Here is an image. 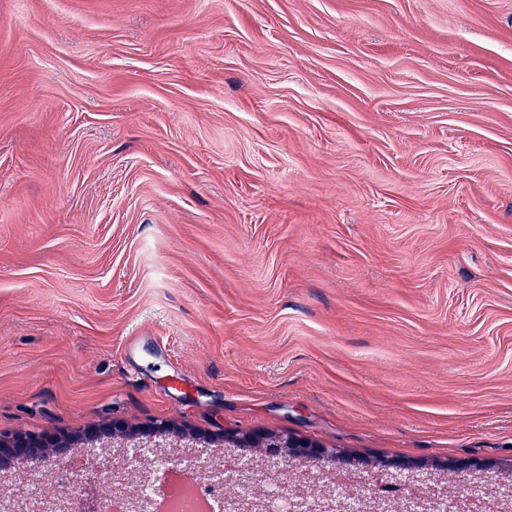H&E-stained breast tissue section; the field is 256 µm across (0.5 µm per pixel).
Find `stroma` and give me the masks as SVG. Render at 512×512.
<instances>
[{"label":"stroma","mask_w":512,"mask_h":512,"mask_svg":"<svg viewBox=\"0 0 512 512\" xmlns=\"http://www.w3.org/2000/svg\"><path fill=\"white\" fill-rule=\"evenodd\" d=\"M228 431L512 488V0H0V498Z\"/></svg>","instance_id":"1"}]
</instances>
